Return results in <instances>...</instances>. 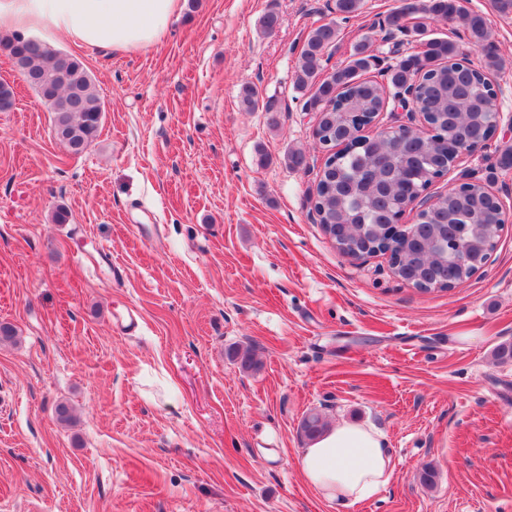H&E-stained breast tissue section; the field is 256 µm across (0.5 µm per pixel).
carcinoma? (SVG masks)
I'll return each instance as SVG.
<instances>
[{
	"label": "carcinoma",
	"instance_id": "carcinoma-1",
	"mask_svg": "<svg viewBox=\"0 0 512 512\" xmlns=\"http://www.w3.org/2000/svg\"><path fill=\"white\" fill-rule=\"evenodd\" d=\"M363 7V0H336V13L347 19ZM418 15L415 32L422 36L426 20H460L468 32V43L481 53L483 63L474 65L459 45L450 39L420 41V51L388 66L385 80L363 77L375 66L369 43L360 44L349 63L323 80L311 101L326 114L321 124L323 138H352L354 150L336 152L326 161L317 183L318 212L322 224H359L367 242L383 246L382 225L402 214L416 193L427 190L435 177L454 166L458 149L485 142L491 133L492 114L498 102L489 79L501 68L497 48L484 16L469 11L464 0H406L389 13L382 25L386 38L406 28V17ZM339 37L333 22L313 28L300 54L295 86L304 90L323 70L328 49ZM27 84L53 114L56 138L73 154L86 149L98 136L104 111L102 91L84 65L75 57L55 51L33 38L15 35L1 38ZM406 85L415 87L427 123L435 133L405 138L388 137L380 142L361 135L354 112L382 111L387 92ZM240 103L253 111L259 106L257 88L244 83ZM421 225L409 239L394 241L406 269L438 282L454 284L469 279L490 257L505 224L501 205L481 182L441 194L438 205L416 214ZM435 224H448L450 240L435 238ZM327 421L317 414L301 421V438L312 441L321 435Z\"/></svg>",
	"mask_w": 512,
	"mask_h": 512
}]
</instances>
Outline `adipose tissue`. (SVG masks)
I'll return each instance as SVG.
<instances>
[{"label":"adipose tissue","instance_id":"obj_1","mask_svg":"<svg viewBox=\"0 0 512 512\" xmlns=\"http://www.w3.org/2000/svg\"><path fill=\"white\" fill-rule=\"evenodd\" d=\"M183 0H0V35L62 34L90 50H146L160 44ZM299 468L322 499L353 505L390 480L393 462L380 433L341 421L303 448Z\"/></svg>","mask_w":512,"mask_h":512}]
</instances>
